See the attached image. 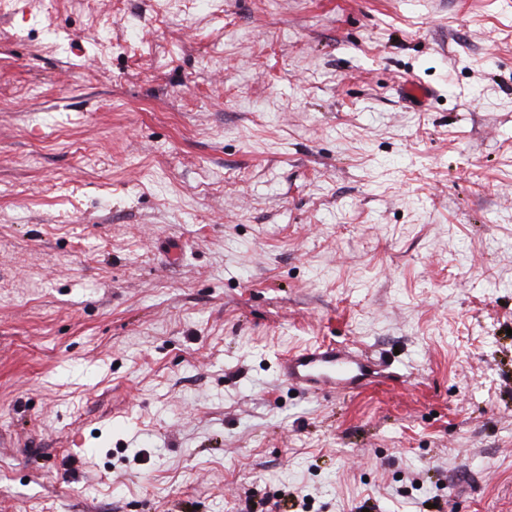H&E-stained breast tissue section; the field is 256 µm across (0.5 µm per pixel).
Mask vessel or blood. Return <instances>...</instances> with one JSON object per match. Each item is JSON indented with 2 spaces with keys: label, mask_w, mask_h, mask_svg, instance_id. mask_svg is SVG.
I'll use <instances>...</instances> for the list:
<instances>
[{
  "label": "vessel or blood",
  "mask_w": 512,
  "mask_h": 512,
  "mask_svg": "<svg viewBox=\"0 0 512 512\" xmlns=\"http://www.w3.org/2000/svg\"><path fill=\"white\" fill-rule=\"evenodd\" d=\"M278 375L291 387L310 394H353L369 384L371 363L348 347L321 344L281 359Z\"/></svg>",
  "instance_id": "b4317fda"
}]
</instances>
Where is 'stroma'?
<instances>
[{"instance_id": "35a3bbf8", "label": "stroma", "mask_w": 512, "mask_h": 512, "mask_svg": "<svg viewBox=\"0 0 512 512\" xmlns=\"http://www.w3.org/2000/svg\"><path fill=\"white\" fill-rule=\"evenodd\" d=\"M247 497L512 512V0H0V512ZM278 375L291 387L310 394H354L371 383V363L346 346L321 344L281 359Z\"/></svg>"}]
</instances>
